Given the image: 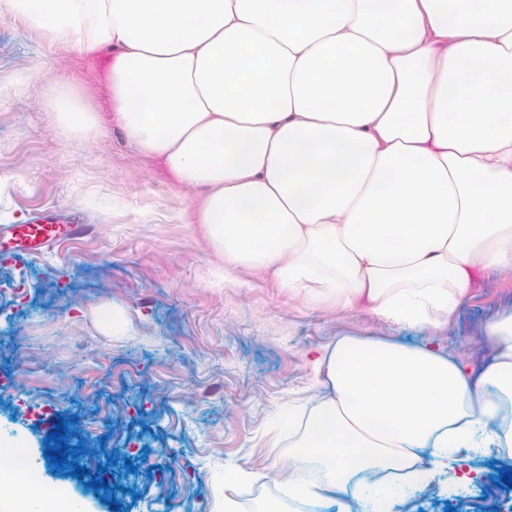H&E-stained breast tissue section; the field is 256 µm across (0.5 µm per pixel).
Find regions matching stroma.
I'll use <instances>...</instances> for the list:
<instances>
[{
  "label": "stroma",
  "instance_id": "obj_1",
  "mask_svg": "<svg viewBox=\"0 0 512 512\" xmlns=\"http://www.w3.org/2000/svg\"><path fill=\"white\" fill-rule=\"evenodd\" d=\"M87 91L100 124L82 139L56 122L47 83ZM191 199L162 159L139 153L111 112L91 56L31 30L0 0V226L49 214L77 235L45 252L0 258V437L31 458L42 491L82 512H112L81 480L46 462L45 405L76 417L80 466H105L122 512H217L244 469L291 471L280 409L326 393L311 359L341 336L418 345L480 372L494 355L486 326L512 311V270L488 274L448 323L408 328L368 305L311 303L270 274L224 270ZM123 326L108 329L107 314ZM480 479L409 488L392 512H512L499 485L512 457L462 453ZM135 472H128V465Z\"/></svg>",
  "mask_w": 512,
  "mask_h": 512
}]
</instances>
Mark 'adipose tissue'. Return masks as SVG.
I'll return each mask as SVG.
<instances>
[{"instance_id":"obj_1","label":"adipose tissue","mask_w":512,"mask_h":512,"mask_svg":"<svg viewBox=\"0 0 512 512\" xmlns=\"http://www.w3.org/2000/svg\"><path fill=\"white\" fill-rule=\"evenodd\" d=\"M82 54L110 52L124 138L195 199L225 271L446 323L485 273L512 268V0H9ZM72 131L99 116L44 87ZM471 374L426 348L343 336L314 361L331 394L257 512L448 473L512 447V313Z\"/></svg>"}]
</instances>
